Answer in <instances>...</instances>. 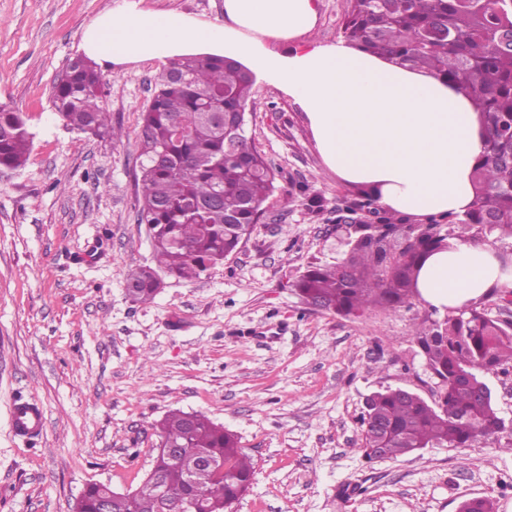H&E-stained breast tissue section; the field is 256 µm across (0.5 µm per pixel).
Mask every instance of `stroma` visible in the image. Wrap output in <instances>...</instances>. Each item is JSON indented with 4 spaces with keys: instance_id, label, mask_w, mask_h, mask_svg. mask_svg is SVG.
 I'll use <instances>...</instances> for the list:
<instances>
[{
    "instance_id": "stroma-1",
    "label": "stroma",
    "mask_w": 512,
    "mask_h": 512,
    "mask_svg": "<svg viewBox=\"0 0 512 512\" xmlns=\"http://www.w3.org/2000/svg\"><path fill=\"white\" fill-rule=\"evenodd\" d=\"M116 3L0 0V106L34 134L23 167H0V512H73L89 484L136 488L172 410L223 425L250 456L254 483L232 512H456L474 497L512 512V452L494 440L373 461L361 451L367 395L435 394L414 331L439 314L416 298L348 317L303 303L300 273L346 256L336 217L358 189L276 88L256 82L247 106L278 189L240 250L194 281L165 278L148 302L127 296L128 270L152 262L136 140L162 65L102 68L122 141L71 130L50 103L86 27ZM347 7L318 0L311 40L342 41ZM19 396L44 410L31 443L12 429Z\"/></svg>"
}]
</instances>
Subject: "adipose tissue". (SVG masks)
<instances>
[{
  "instance_id": "adipose-tissue-1",
  "label": "adipose tissue",
  "mask_w": 512,
  "mask_h": 512,
  "mask_svg": "<svg viewBox=\"0 0 512 512\" xmlns=\"http://www.w3.org/2000/svg\"><path fill=\"white\" fill-rule=\"evenodd\" d=\"M316 24V0H224L220 23L121 0L87 26L80 49L103 65L189 53L245 62L305 110L325 164L372 186L380 207L424 221L471 210L485 138L467 96L346 43L308 41ZM270 40L289 47L271 51ZM511 289L512 264L471 241L434 252L417 278L419 299L441 312Z\"/></svg>"
}]
</instances>
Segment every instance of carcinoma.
<instances>
[{
	"mask_svg": "<svg viewBox=\"0 0 512 512\" xmlns=\"http://www.w3.org/2000/svg\"><path fill=\"white\" fill-rule=\"evenodd\" d=\"M347 44L413 70L445 77L480 111L485 147L474 170L475 203L463 215L425 224L376 207L374 190L361 191L360 209L379 216V237L350 234L347 257L309 266L296 286L304 301L348 316L371 306L396 309L416 296L418 266L457 237L512 239V0H350L343 22ZM173 78L164 66L138 132V221L146 225L154 265L129 271L126 292L152 299L162 276L197 279L237 251L275 192L272 167L247 135L229 143L225 127L253 94L252 72L217 55H183ZM103 79L84 57L69 62L54 85L52 107L73 129L122 140L103 104ZM33 142L18 112L0 106V166L18 168ZM426 364L440 381L429 403L403 388L366 398L362 448L369 459L397 458L428 447L466 448L500 439L506 425L482 371L512 367V323L471 309L448 311L433 328L416 330ZM151 472L109 512H166L188 501L200 512H228L250 488L254 470L234 434L201 413L168 412L158 424ZM172 448L183 450L174 458ZM107 485H88L74 512H98ZM459 512H494L487 498L464 499Z\"/></svg>",
	"mask_w": 512,
	"mask_h": 512,
	"instance_id": "obj_1",
	"label": "carcinoma"
}]
</instances>
